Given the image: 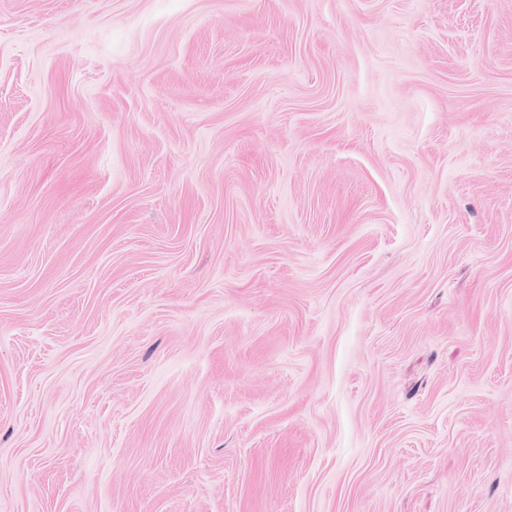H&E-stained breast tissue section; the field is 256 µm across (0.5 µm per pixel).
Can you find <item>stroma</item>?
<instances>
[{
  "instance_id": "35a3bbf8",
  "label": "stroma",
  "mask_w": 512,
  "mask_h": 512,
  "mask_svg": "<svg viewBox=\"0 0 512 512\" xmlns=\"http://www.w3.org/2000/svg\"><path fill=\"white\" fill-rule=\"evenodd\" d=\"M0 512H512V0H0Z\"/></svg>"
}]
</instances>
